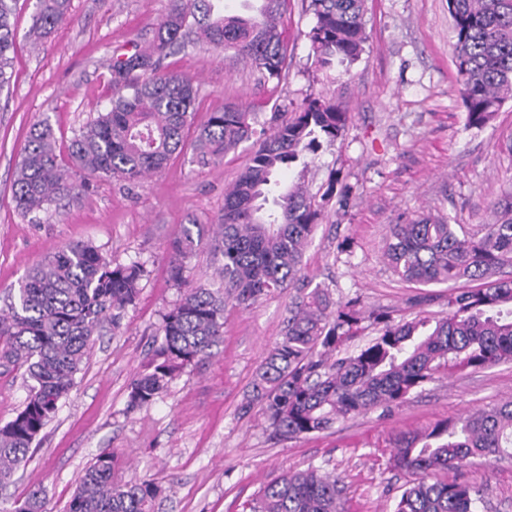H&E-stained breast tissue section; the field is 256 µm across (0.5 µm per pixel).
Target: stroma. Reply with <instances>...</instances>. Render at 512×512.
I'll return each mask as SVG.
<instances>
[{
    "label": "stroma",
    "mask_w": 512,
    "mask_h": 512,
    "mask_svg": "<svg viewBox=\"0 0 512 512\" xmlns=\"http://www.w3.org/2000/svg\"><path fill=\"white\" fill-rule=\"evenodd\" d=\"M36 0H17L12 77L0 95V307L30 267L57 246L83 242L121 264L145 262L149 275L119 333L94 337L70 395L6 489L0 512H13L30 486L46 489L49 512H65L84 469L114 453V478L148 477L164 492L155 512H242L261 488L290 471L318 467L342 479L346 512H393L408 477L390 457L405 432L512 398V362L425 383L400 406L376 409L332 429L272 438L258 409H245L253 375L279 338L291 290L253 308H227L224 340L189 366L151 406L126 413L128 385L150 362L160 313L178 296L169 275L170 240L186 224H213L224 192L248 163L249 144L223 165L201 168L190 151L137 183L92 179L79 200L23 217L11 185L30 126L50 123L61 158L80 128L108 104L114 55L145 46L170 0H71L69 21L47 39L28 37ZM366 42L348 69H319L308 33L307 0H290L283 17L285 75L268 79L250 62L206 45L171 55L167 70L192 77L195 120L236 104L269 124L299 111L308 95L336 101L350 117L343 136L323 145L306 176L314 193L330 182L350 187L331 200L303 255V272L333 302L358 300L364 336L372 314L442 317L449 288L400 280L388 266V226L406 214L444 210L456 223L493 221V205L512 193V99L485 128L468 127L459 94L448 0H368ZM28 395L25 367L0 368V425ZM485 501L481 512H512V463L448 473Z\"/></svg>",
    "instance_id": "stroma-1"
}]
</instances>
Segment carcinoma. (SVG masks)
I'll list each match as a JSON object with an SVG mask.
<instances>
[{
    "instance_id": "1",
    "label": "carcinoma",
    "mask_w": 512,
    "mask_h": 512,
    "mask_svg": "<svg viewBox=\"0 0 512 512\" xmlns=\"http://www.w3.org/2000/svg\"><path fill=\"white\" fill-rule=\"evenodd\" d=\"M13 0H0V89L9 83ZM71 0H37L30 34L47 38L67 21ZM288 0H261L256 15L226 14L221 0H172L145 47L119 54L110 66L109 106L83 126L65 168L50 124L33 125L12 186L15 208L35 222L48 206L76 200L88 181L105 176L135 183L162 171L193 134L191 163L204 168L252 142L249 164L224 193L216 230L185 225L170 241V278L179 299L160 316L152 362L129 384V413L152 405L224 335L227 306L247 309L284 288L299 294L281 336L258 367L246 408L258 405L272 433L297 438L323 432L378 406L396 407L437 375L512 362V195L495 204V219L478 231L430 212L388 227L385 255L402 280L424 286L476 284L448 296V313L435 319L385 321L360 351L341 349L358 337L350 303L334 305L310 288L302 257L322 215L303 181L284 184L285 168L308 169L309 156L342 136L349 113L318 97L289 119L256 128V113L236 105L193 126L198 89L164 69V60L194 41L252 62L281 80L288 45L277 21ZM309 32L318 66L346 67L366 40L365 0H310ZM455 33L460 96L470 128L486 127L512 97V0H448ZM223 258L218 285L185 287L187 260L202 249ZM148 270L117 264L94 247L72 242L51 251L18 284L0 312V366H27L26 404L0 426V486L25 466L32 444L75 386L92 337L117 333ZM483 459L512 460V401L478 409L429 430L402 434L393 467L414 476L394 512H478L474 490L441 476ZM114 455L102 453L86 469L68 512H153L162 487L152 479H112ZM344 486L316 468L288 472L266 484L243 512H344ZM14 512H47L45 490L29 489Z\"/></svg>"
}]
</instances>
